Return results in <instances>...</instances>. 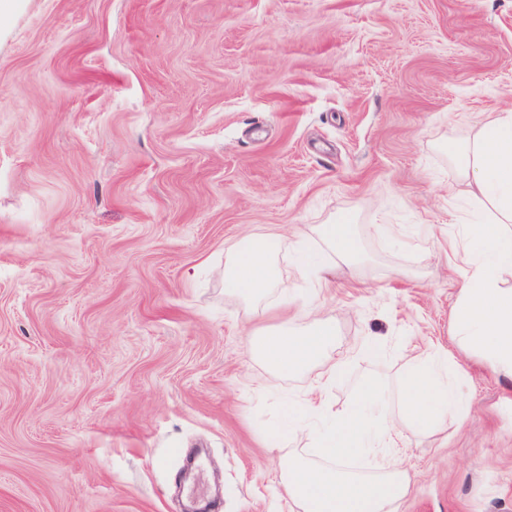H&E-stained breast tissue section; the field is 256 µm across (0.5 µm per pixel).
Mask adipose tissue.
I'll return each mask as SVG.
<instances>
[{
    "mask_svg": "<svg viewBox=\"0 0 512 512\" xmlns=\"http://www.w3.org/2000/svg\"><path fill=\"white\" fill-rule=\"evenodd\" d=\"M454 177L449 194L466 186L468 196L485 205V220L461 227L462 242H476V250L459 272L458 297L453 313V334L467 351L485 360L493 371L512 380V111L484 119L471 136L451 146ZM278 235L251 236L249 245L230 254L224 276L226 293L248 301L263 298L274 284ZM332 322L313 317L302 330L288 320L260 329L253 339L255 355L273 371L285 375L305 369L334 345ZM448 358L438 354L406 370L395 386L369 376L355 387V399L334 410L319 393L335 384L342 363H332L320 375L317 396L304 403L288 402L284 420L274 431L288 439L304 430L307 418L323 421L315 430L324 464L315 465L297 455L284 459L280 486L299 512H399L412 478L406 468L388 465L372 474L347 470L345 458L383 447L387 438L406 425L432 430L448 415L464 416L465 403L449 387Z\"/></svg>",
    "mask_w": 512,
    "mask_h": 512,
    "instance_id": "ef3b65f1",
    "label": "adipose tissue"
}]
</instances>
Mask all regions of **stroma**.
<instances>
[{
    "mask_svg": "<svg viewBox=\"0 0 512 512\" xmlns=\"http://www.w3.org/2000/svg\"><path fill=\"white\" fill-rule=\"evenodd\" d=\"M512 109V0H20L0 23V512H179L185 449L223 474L219 512H290L266 446L282 400L328 362L394 384L434 351L468 417L403 429L400 512H512V382L452 334L449 245L476 208L449 146ZM326 224H353L336 265ZM280 236L261 310L228 254ZM305 233L336 273L326 359L251 355L278 295L301 298Z\"/></svg>",
    "mask_w": 512,
    "mask_h": 512,
    "instance_id": "1",
    "label": "stroma"
}]
</instances>
